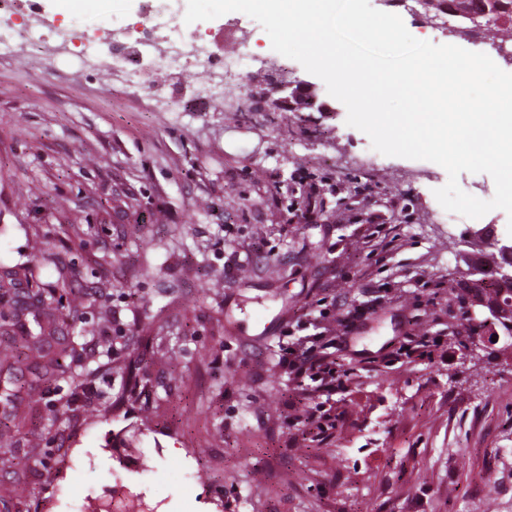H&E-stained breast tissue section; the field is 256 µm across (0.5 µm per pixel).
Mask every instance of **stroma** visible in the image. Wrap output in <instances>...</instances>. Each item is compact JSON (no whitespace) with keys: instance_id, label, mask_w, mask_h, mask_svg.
Returning <instances> with one entry per match:
<instances>
[{"instance_id":"1","label":"stroma","mask_w":512,"mask_h":512,"mask_svg":"<svg viewBox=\"0 0 512 512\" xmlns=\"http://www.w3.org/2000/svg\"><path fill=\"white\" fill-rule=\"evenodd\" d=\"M82 10L145 20L141 0ZM240 25L255 31L248 84L304 82L328 111L228 112L194 99L189 77L173 94L155 76L148 95L64 61L0 55V265L51 242L74 261L76 287L103 272L113 282L76 421L46 426L63 384L0 422V447L20 460L0 470V512H512V349L470 329L454 282L466 231L490 224L505 240L512 219L449 220L434 196L445 169L375 155L324 82L246 14L186 30L224 35L229 49ZM300 169L340 191L369 188L403 249L368 257L340 191L321 192V220L287 223ZM256 239L264 253L246 256ZM310 320L336 334L350 378L303 400L282 347ZM410 327L442 345L389 365ZM133 359L148 405L106 412L120 390L110 366ZM316 405L334 419L324 435L303 421ZM34 486L42 494L27 496Z\"/></svg>"}]
</instances>
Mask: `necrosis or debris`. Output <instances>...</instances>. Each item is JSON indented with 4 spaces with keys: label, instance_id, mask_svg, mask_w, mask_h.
Listing matches in <instances>:
<instances>
[{
    "label": "necrosis or debris",
    "instance_id": "necrosis-or-debris-1",
    "mask_svg": "<svg viewBox=\"0 0 512 512\" xmlns=\"http://www.w3.org/2000/svg\"><path fill=\"white\" fill-rule=\"evenodd\" d=\"M37 9L38 0H0V49L37 63L72 59L79 71L96 69L120 76L133 89L144 88L147 77L155 74L174 83L190 73L196 85L204 87L213 81L230 86L244 79L248 33L235 35L234 51L220 54L206 37L187 34L175 11H153L139 31L119 32L106 41L91 33L72 49L55 32L34 26Z\"/></svg>",
    "mask_w": 512,
    "mask_h": 512
}]
</instances>
